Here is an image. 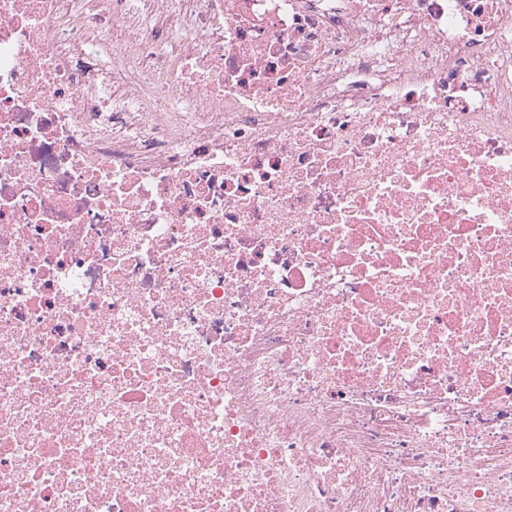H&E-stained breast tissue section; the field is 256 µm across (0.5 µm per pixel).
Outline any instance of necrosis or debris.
Instances as JSON below:
<instances>
[{
  "label": "necrosis or debris",
  "instance_id": "4bbe7bcc",
  "mask_svg": "<svg viewBox=\"0 0 512 512\" xmlns=\"http://www.w3.org/2000/svg\"><path fill=\"white\" fill-rule=\"evenodd\" d=\"M0 512H512V0H0Z\"/></svg>",
  "mask_w": 512,
  "mask_h": 512
}]
</instances>
